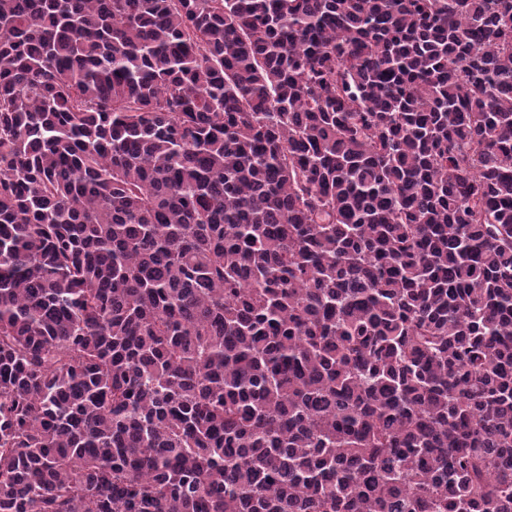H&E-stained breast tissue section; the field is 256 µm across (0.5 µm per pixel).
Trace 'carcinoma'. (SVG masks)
Instances as JSON below:
<instances>
[{"label":"carcinoma","instance_id":"1","mask_svg":"<svg viewBox=\"0 0 512 512\" xmlns=\"http://www.w3.org/2000/svg\"><path fill=\"white\" fill-rule=\"evenodd\" d=\"M0 512H512V0H0Z\"/></svg>","mask_w":512,"mask_h":512}]
</instances>
